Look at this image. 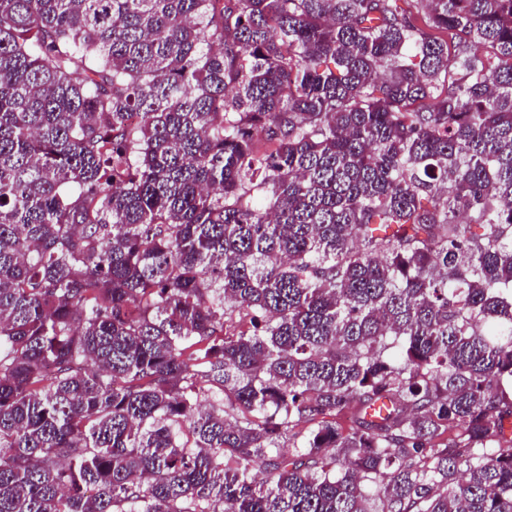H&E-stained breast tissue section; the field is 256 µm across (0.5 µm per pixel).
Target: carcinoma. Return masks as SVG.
Segmentation results:
<instances>
[{
    "label": "carcinoma",
    "mask_w": 512,
    "mask_h": 512,
    "mask_svg": "<svg viewBox=\"0 0 512 512\" xmlns=\"http://www.w3.org/2000/svg\"><path fill=\"white\" fill-rule=\"evenodd\" d=\"M404 2L0 0V512H512V0Z\"/></svg>",
    "instance_id": "carcinoma-1"
}]
</instances>
